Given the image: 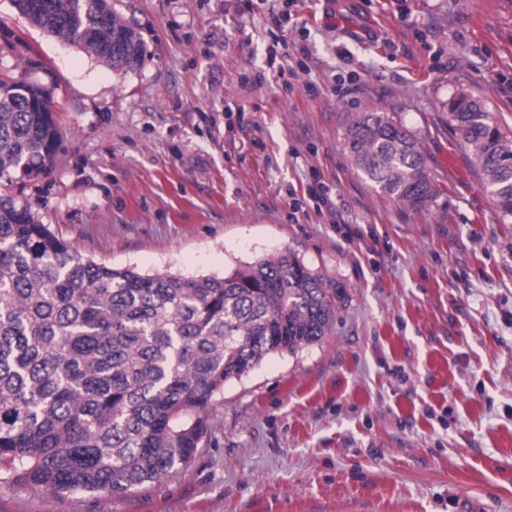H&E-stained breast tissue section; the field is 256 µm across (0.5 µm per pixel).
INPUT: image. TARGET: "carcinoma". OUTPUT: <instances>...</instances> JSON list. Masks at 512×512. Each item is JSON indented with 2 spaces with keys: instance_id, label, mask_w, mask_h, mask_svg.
Masks as SVG:
<instances>
[{
  "instance_id": "obj_1",
  "label": "carcinoma",
  "mask_w": 512,
  "mask_h": 512,
  "mask_svg": "<svg viewBox=\"0 0 512 512\" xmlns=\"http://www.w3.org/2000/svg\"><path fill=\"white\" fill-rule=\"evenodd\" d=\"M12 2L116 73L143 60L108 0ZM51 100L42 84L0 81V180L49 171L60 140ZM447 107L500 222H512V132L462 89ZM344 144L379 193L415 210L438 197L422 139L397 114L356 113ZM342 295L289 252L227 276L113 268L1 196L0 481L114 498L180 473L211 444L224 383L319 342Z\"/></svg>"
}]
</instances>
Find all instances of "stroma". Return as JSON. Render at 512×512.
<instances>
[{
    "label": "stroma",
    "mask_w": 512,
    "mask_h": 512,
    "mask_svg": "<svg viewBox=\"0 0 512 512\" xmlns=\"http://www.w3.org/2000/svg\"><path fill=\"white\" fill-rule=\"evenodd\" d=\"M111 4L145 46L123 74L0 0V78L49 86L61 133L48 173L0 194L112 267L220 276L288 251L346 297L321 341L225 383L180 474L97 502L0 488V512H512V224L443 107L465 89L512 126V0H278V29L269 0ZM284 38L310 53L291 91ZM369 109L422 137L425 208L348 159Z\"/></svg>",
    "instance_id": "stroma-1"
}]
</instances>
